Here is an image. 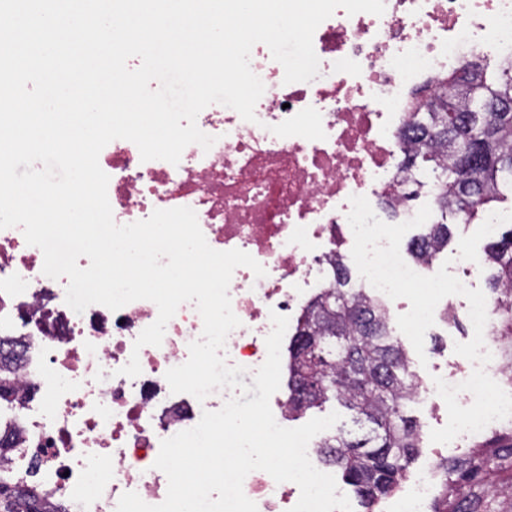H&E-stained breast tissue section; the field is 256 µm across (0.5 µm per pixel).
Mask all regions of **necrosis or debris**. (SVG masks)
<instances>
[{
  "instance_id": "1",
  "label": "necrosis or debris",
  "mask_w": 512,
  "mask_h": 512,
  "mask_svg": "<svg viewBox=\"0 0 512 512\" xmlns=\"http://www.w3.org/2000/svg\"><path fill=\"white\" fill-rule=\"evenodd\" d=\"M383 15L337 9L313 37L319 74L284 83V69L262 43L250 66L265 85L255 121L213 104L197 117L213 136L203 150L187 146L179 164L142 161L125 139L106 145L99 164L109 176L116 223L147 219L154 210L192 208L210 247L249 253L266 270L237 268L229 285L240 327L227 337L229 364L255 373L267 357L271 313L289 319L293 339L301 316L334 283L336 255L352 246L349 199L365 196L375 215L398 224L415 215L406 205L408 117L419 85L457 69L491 46L512 55V0H384ZM312 107L325 139L281 138L271 131ZM42 251L18 228L0 230V336L19 353L13 410L0 428L17 425L23 441L8 462L30 486L65 512H116L123 493L162 503L168 479L154 466L160 442L193 428L203 411L219 410L234 392L205 400L171 393L168 369L185 363L203 321L183 303L160 346L135 348L158 317L148 300L119 310L93 304L83 313L65 302L67 278L43 274ZM142 372L122 375L131 354ZM448 478L438 459L404 475L379 512H430ZM257 512H290L300 497L292 482L255 470L243 482Z\"/></svg>"
}]
</instances>
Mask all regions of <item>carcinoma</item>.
<instances>
[{
  "instance_id": "1",
  "label": "carcinoma",
  "mask_w": 512,
  "mask_h": 512,
  "mask_svg": "<svg viewBox=\"0 0 512 512\" xmlns=\"http://www.w3.org/2000/svg\"><path fill=\"white\" fill-rule=\"evenodd\" d=\"M454 97L455 111L438 102ZM512 103V58L492 67L467 62L442 79L429 111L413 115L414 148L401 162L406 171L424 166L434 174L432 201L441 214L469 223L512 191V112H471L472 100ZM452 237L449 224L426 225L411 244L412 258L434 256ZM495 294L498 335L512 348V228L489 243L481 255ZM336 262V283L321 294L299 321L288 346L290 384L305 372L303 399H290L303 413L335 399L352 412L353 427L338 428L321 443L326 463L368 507L388 495L422 447L417 424L403 415L414 400L415 375L404 346L394 338L385 306ZM17 358L0 356V402L15 393ZM448 493L435 512H512V426L471 446L443 465ZM49 503L19 482L0 476V512H48Z\"/></svg>"
}]
</instances>
